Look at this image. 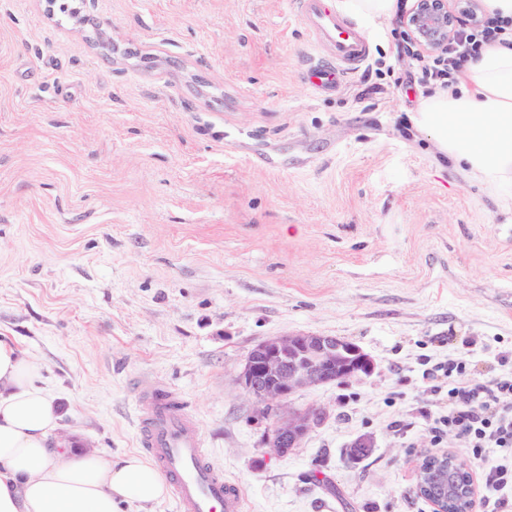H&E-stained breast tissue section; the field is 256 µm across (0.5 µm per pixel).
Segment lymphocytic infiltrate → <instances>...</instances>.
<instances>
[{"label":"lymphocytic infiltrate","instance_id":"obj_1","mask_svg":"<svg viewBox=\"0 0 512 512\" xmlns=\"http://www.w3.org/2000/svg\"><path fill=\"white\" fill-rule=\"evenodd\" d=\"M512 38V18L481 14L478 22L461 24L448 48L427 56L419 68V84L446 87L455 83L485 45ZM434 427L448 428L479 460L480 480L491 512L512 506V465L499 462L497 450L512 449V372L480 377L450 388L448 412Z\"/></svg>","mask_w":512,"mask_h":512}]
</instances>
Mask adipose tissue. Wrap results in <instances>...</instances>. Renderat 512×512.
<instances>
[{"instance_id":"1","label":"adipose tissue","mask_w":512,"mask_h":512,"mask_svg":"<svg viewBox=\"0 0 512 512\" xmlns=\"http://www.w3.org/2000/svg\"><path fill=\"white\" fill-rule=\"evenodd\" d=\"M419 121L447 155L512 183V44L487 45L458 89L435 90ZM39 367L0 338V512H151L167 494L154 466L135 454L104 458L63 447L62 415L38 383Z\"/></svg>"}]
</instances>
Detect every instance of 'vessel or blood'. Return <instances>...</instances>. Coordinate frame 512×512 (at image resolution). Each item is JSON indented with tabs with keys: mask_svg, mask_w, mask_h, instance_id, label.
I'll return each mask as SVG.
<instances>
[{
	"mask_svg": "<svg viewBox=\"0 0 512 512\" xmlns=\"http://www.w3.org/2000/svg\"><path fill=\"white\" fill-rule=\"evenodd\" d=\"M294 10L336 63L332 69L312 67L307 81L324 91L338 89L346 76L369 59L368 39L326 0H294ZM135 405L139 446L168 478L175 512H242L238 486L208 459L197 425L183 409L179 394L159 384L140 385Z\"/></svg>",
	"mask_w": 512,
	"mask_h": 512,
	"instance_id": "1",
	"label": "vessel or blood"
}]
</instances>
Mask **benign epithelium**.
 Wrapping results in <instances>:
<instances>
[{
    "label": "benign epithelium",
    "instance_id": "7a95c632",
    "mask_svg": "<svg viewBox=\"0 0 512 512\" xmlns=\"http://www.w3.org/2000/svg\"><path fill=\"white\" fill-rule=\"evenodd\" d=\"M478 0H414L406 17L410 42L419 53L448 49L458 26L479 18ZM374 371L372 359L356 344L337 336L288 333L258 343L249 354L237 382L254 403L274 415V432L267 436L272 455L286 457L302 447L323 418L316 408L290 406L297 391L337 381L360 379ZM466 469L453 452L425 457L417 466L416 489L430 497L433 512H451L448 498L457 488L448 482V468Z\"/></svg>",
    "mask_w": 512,
    "mask_h": 512
}]
</instances>
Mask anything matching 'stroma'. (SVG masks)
Instances as JSON below:
<instances>
[{
  "instance_id": "35a3bbf8",
  "label": "stroma",
  "mask_w": 512,
  "mask_h": 512,
  "mask_svg": "<svg viewBox=\"0 0 512 512\" xmlns=\"http://www.w3.org/2000/svg\"><path fill=\"white\" fill-rule=\"evenodd\" d=\"M0 0V337L39 366L82 453L138 452L134 393L175 389L245 512H433L416 464L448 385L512 349V184L451 160L394 31L324 92L292 0ZM339 336L360 380L302 389L323 422L285 458L236 382L260 341ZM371 452L349 455L358 437Z\"/></svg>"
}]
</instances>
